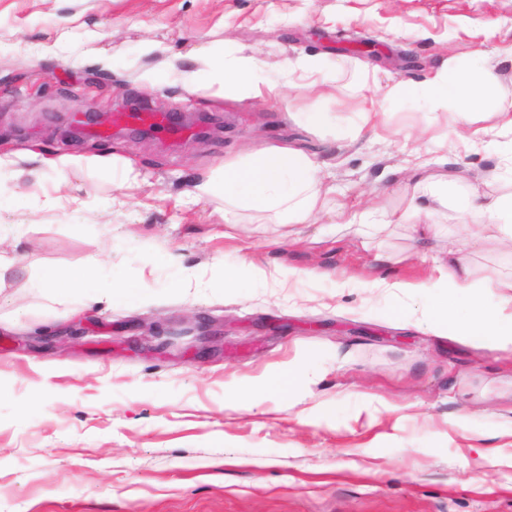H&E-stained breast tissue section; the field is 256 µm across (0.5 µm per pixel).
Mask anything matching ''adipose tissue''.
<instances>
[{
  "instance_id": "ef3b65f1",
  "label": "adipose tissue",
  "mask_w": 512,
  "mask_h": 512,
  "mask_svg": "<svg viewBox=\"0 0 512 512\" xmlns=\"http://www.w3.org/2000/svg\"><path fill=\"white\" fill-rule=\"evenodd\" d=\"M485 56H478L472 66L464 67L447 60L442 68L420 90L433 111H454L469 118L475 111L493 106L494 127L505 135L503 154L512 159V105L498 102V84L485 67ZM170 78L188 93L196 92L203 83L218 85L221 96L241 101L261 99L275 94L263 63L252 56H214L209 48L189 55H172L150 66L140 75L144 87L151 88L159 76ZM104 155H58L34 145L0 152V177L13 180L39 179L47 173L79 171L90 165H107ZM318 176V166L307 154L286 147L255 150L245 157L224 162L211 173L200 175L187 191L190 202L207 198L223 201L218 213L225 223H233L239 211L258 214L267 224H306L322 208V199L331 193ZM462 210L476 224L497 231L505 243H512V194L487 197L472 188L462 202ZM442 285L430 289L435 305L428 319L440 331L457 336H476L491 350L512 349V278L489 280L495 288L493 304L475 301V323L457 320L448 309V292L455 289L472 293L468 270L449 264L441 276Z\"/></svg>"
}]
</instances>
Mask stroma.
I'll list each match as a JSON object with an SVG mask.
<instances>
[{
	"label": "stroma",
	"mask_w": 512,
	"mask_h": 512,
	"mask_svg": "<svg viewBox=\"0 0 512 512\" xmlns=\"http://www.w3.org/2000/svg\"><path fill=\"white\" fill-rule=\"evenodd\" d=\"M91 35L112 68L85 55ZM340 37L380 54L339 52ZM152 40L169 54L255 56L275 82L302 55L341 68L319 88L239 102L214 85L141 86ZM44 42L54 56H40ZM481 52L512 101V0H0V148L35 141L140 171L131 189L108 166L0 183V512H512V351L435 334L428 296L393 288L451 262L476 287L512 276V252L458 208L472 184L512 193L493 135L464 146L458 115L382 92ZM134 99L213 132L73 134L80 113L111 117ZM366 110L376 129H359ZM280 145L310 154L335 188L315 222L245 212L231 230L213 205L184 204L198 174ZM438 179L447 204L407 219L410 205L432 207ZM60 190L117 203L106 215L47 209ZM375 209L393 224L348 225ZM250 260L269 279H252ZM79 267L84 287L36 285ZM189 267L203 287H183ZM220 269L229 287L213 286ZM139 284L149 302L128 295ZM195 315L224 320L217 354ZM143 319L160 335L143 339ZM75 325L83 335L56 348ZM292 368L295 387L264 388Z\"/></svg>",
	"instance_id": "35a3bbf8"
}]
</instances>
